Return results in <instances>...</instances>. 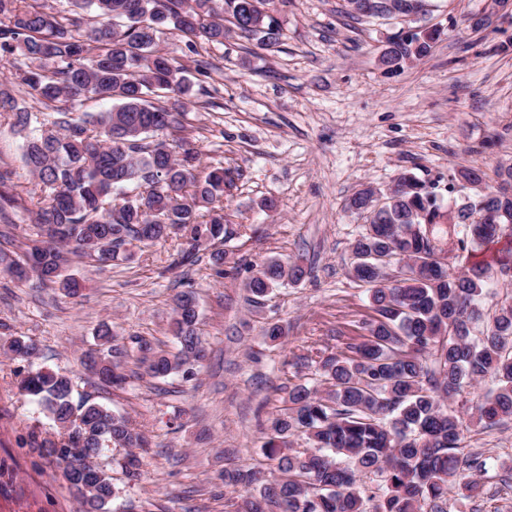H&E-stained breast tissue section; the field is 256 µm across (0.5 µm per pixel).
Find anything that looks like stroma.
<instances>
[{"label": "stroma", "instance_id": "1", "mask_svg": "<svg viewBox=\"0 0 512 512\" xmlns=\"http://www.w3.org/2000/svg\"><path fill=\"white\" fill-rule=\"evenodd\" d=\"M428 25L442 30L431 53L384 75L377 57L397 18L356 20L344 0H275L283 36L267 51L237 36L200 45L212 64L194 75L184 117L203 167L238 170L224 203L232 237L223 266L210 248L181 264L185 241L132 243L131 260L89 266L71 258L83 279L71 297L37 282L20 283L0 270V336H27L40 348L35 366L68 374L73 396L91 398L130 418L149 440L137 477L125 473L126 451L109 448L118 496L112 512H238L240 490L229 476L240 468L270 470L263 453L270 420L288 405L289 387L320 383L322 359L359 341L371 314L367 293L350 275L351 244L365 220L348 207L358 189L388 188L401 173L436 183L448 199V177L481 167L496 183L512 164V19L493 0H430ZM489 15L475 29L472 17ZM23 140L0 125V169L12 171L24 198L12 221L15 251L34 231L36 181L21 161ZM274 199L275 211L262 210ZM311 266L298 283L283 282L251 302L248 279L267 259ZM193 290L205 359L192 376L148 375L138 341L173 353L175 295ZM109 324L127 354L123 388L103 386L83 364L96 331ZM284 331L271 341L266 330ZM30 363L0 354V512H78L64 465L31 446L32 434L52 436L53 421L17 388ZM494 387L483 380L454 408L469 421L465 450L488 460L480 496L450 490L444 512H512V420L487 428L470 421L474 398Z\"/></svg>", "mask_w": 512, "mask_h": 512}]
</instances>
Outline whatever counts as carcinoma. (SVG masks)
Wrapping results in <instances>:
<instances>
[{"label": "carcinoma", "mask_w": 512, "mask_h": 512, "mask_svg": "<svg viewBox=\"0 0 512 512\" xmlns=\"http://www.w3.org/2000/svg\"><path fill=\"white\" fill-rule=\"evenodd\" d=\"M356 17L409 14L423 0H356ZM270 0H71L73 14L53 13L44 0H0V60L12 58L13 83L51 112L31 111L12 90L0 87V121L24 138L23 162L40 185L36 236L15 258L0 253V264L19 280L25 268L51 279L68 296L81 282L65 273L69 256L92 264L128 260L127 245L146 236L158 242L180 233L186 239L181 263L197 261L200 247L228 235L218 204L231 195L239 173L212 167L201 173L200 153L181 136L185 98L192 90L188 69L161 46L170 30L185 47L224 43L233 32L268 50L279 45L282 29L269 11ZM441 30L434 28L412 46L397 37L380 52L382 64L397 70L406 60L428 56ZM111 106L75 115L85 99ZM498 186L484 173L465 167L448 183L446 208L429 198L411 173L397 178L386 204L373 208V189L357 191L350 208L364 215L365 231L351 247L352 278L366 288L373 316L366 334L346 353L320 363L318 390L297 385L289 406L271 419L265 455L269 472L239 469L234 480L259 495L243 500L241 512H364L360 477L383 476L373 512H444L448 489L470 497L479 493L476 475L486 473L479 456L462 457L464 424L450 406L473 383L490 376L496 391L477 399L471 418L494 425L512 419V298L497 305L486 324L485 301L498 282L497 267L512 279V249L495 264L481 251L511 224H477L482 210L512 216V166L497 169ZM11 172L0 171V218L18 207ZM310 271L278 258L264 262L247 281L257 303L284 280L298 283ZM198 305L193 291L174 299L175 354L140 345L141 363L153 377H166L200 363L205 349L196 333ZM107 352L86 354L89 370L108 386L126 380L120 362L96 367V358L116 359L113 332L97 333ZM3 353L31 362L38 346L14 336ZM71 378L57 371L30 369L19 381L55 422L57 434L38 443L42 454L65 461L70 450L95 460L99 473L90 497L64 472L83 512H109L116 494L112 475L98 463L115 444L146 448L147 440L123 415L84 400L73 403ZM304 434L309 449L291 448Z\"/></svg>", "instance_id": "1"}]
</instances>
